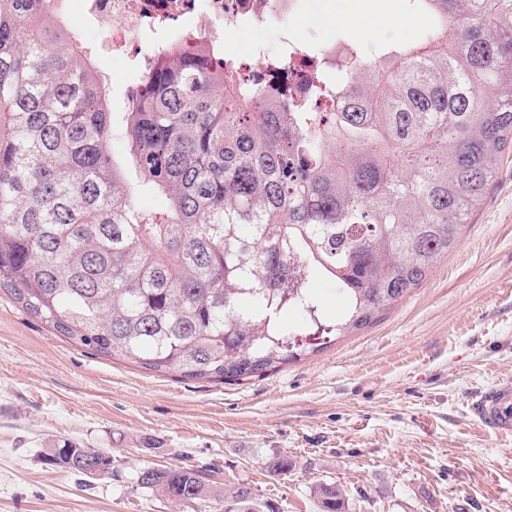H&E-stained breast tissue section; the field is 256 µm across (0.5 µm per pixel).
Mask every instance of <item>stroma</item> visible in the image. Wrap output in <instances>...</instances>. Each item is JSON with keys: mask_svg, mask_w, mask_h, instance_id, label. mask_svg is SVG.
<instances>
[{"mask_svg": "<svg viewBox=\"0 0 512 512\" xmlns=\"http://www.w3.org/2000/svg\"><path fill=\"white\" fill-rule=\"evenodd\" d=\"M303 42L369 50L421 38L427 21L399 0H300ZM71 31L92 44L122 111L134 61L113 55L90 16ZM280 50L275 26L230 35L227 55ZM298 358L224 384L150 371L61 336L0 291V512H224L206 498L173 506L140 488L148 466L214 470L271 512H317L313 487L345 490L344 512H512V434L485 426L479 394L512 379V149L502 153L455 247L368 326L311 350L286 318ZM72 442L110 455L95 479L45 460ZM285 455L288 473L267 461Z\"/></svg>", "mask_w": 512, "mask_h": 512, "instance_id": "obj_1", "label": "stroma"}]
</instances>
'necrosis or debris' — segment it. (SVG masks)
Segmentation results:
<instances>
[{"instance_id":"obj_1","label":"necrosis or debris","mask_w":512,"mask_h":512,"mask_svg":"<svg viewBox=\"0 0 512 512\" xmlns=\"http://www.w3.org/2000/svg\"><path fill=\"white\" fill-rule=\"evenodd\" d=\"M84 11L99 31L112 41L116 55L137 48L140 64L147 65L161 57L160 45L139 48L140 37L149 30L166 28L193 14L196 25L185 29L181 39L183 53H195L204 42L223 39L225 33L245 25L279 22L284 43L290 44L288 60L283 65L290 86H305L315 81L318 68L314 57L296 49V32L283 20L277 0H82Z\"/></svg>"}]
</instances>
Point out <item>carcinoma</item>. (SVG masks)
Instances as JSON below:
<instances>
[{"label":"carcinoma","mask_w":512,"mask_h":512,"mask_svg":"<svg viewBox=\"0 0 512 512\" xmlns=\"http://www.w3.org/2000/svg\"><path fill=\"white\" fill-rule=\"evenodd\" d=\"M405 2L427 18L424 40L358 48L342 80L309 45L323 72L304 95L260 86L224 73L213 43L139 70L118 122L53 0H0V288L81 346L223 383L296 357L290 311L310 336L370 324L454 247L512 143V0ZM324 98L340 106L317 111ZM143 188L167 200L163 221L135 203ZM315 278L343 297L334 320ZM47 462L89 477L112 466L68 443ZM144 472L139 486L176 505L266 509L203 468ZM314 496L342 512L340 485Z\"/></svg>","instance_id":"cac0c4a2"}]
</instances>
